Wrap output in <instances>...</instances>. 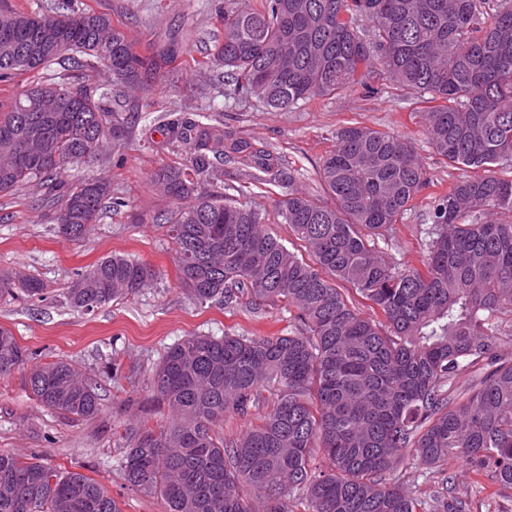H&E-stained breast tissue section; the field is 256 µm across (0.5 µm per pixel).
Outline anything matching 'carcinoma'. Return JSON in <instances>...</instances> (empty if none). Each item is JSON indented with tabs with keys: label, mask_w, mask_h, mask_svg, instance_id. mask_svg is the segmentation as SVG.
<instances>
[{
	"label": "carcinoma",
	"mask_w": 512,
	"mask_h": 512,
	"mask_svg": "<svg viewBox=\"0 0 512 512\" xmlns=\"http://www.w3.org/2000/svg\"><path fill=\"white\" fill-rule=\"evenodd\" d=\"M370 28L365 29L361 22ZM177 44L140 52L126 30L90 7L47 12L0 8V82L68 62L112 73L90 86L49 77L0 105V194L38 190L59 231L80 238L112 197L106 178L64 174L96 157L93 139L122 147L139 112L122 111L126 90L152 107L154 81L176 71ZM201 69L230 75L227 96L251 95L275 111L336 96L376 71L437 105L424 133L451 167L481 170L434 197L420 225L418 266L385 255L390 232L430 184L414 142L351 125L320 170L332 201L310 197L282 174L261 142L205 114L157 118L166 147L184 154L154 180L175 204L168 224L180 284L200 305L259 309L285 303L299 327L279 336H185L164 348L147 386L167 408L165 423L135 416L112 438L128 487L161 499L164 512H470L492 489L512 502V0H260L224 14V37ZM69 102L50 116L44 98ZM49 130L47 155L5 164L31 124ZM236 163L252 185L276 186L275 214L309 258L266 228L269 215L197 185L217 164ZM157 272L107 255L71 282L65 302L92 312L147 288ZM368 301L365 314L337 288ZM43 285L0 271V298L43 297ZM31 356L0 326V377ZM492 369L461 390L458 380ZM28 387L43 407L72 420L97 416L101 395L65 361L30 367ZM262 412L237 436L224 419ZM461 457L475 476L464 491L452 478L428 497L395 473L439 468ZM0 512H122L94 479L60 471L37 456L0 452Z\"/></svg>",
	"instance_id": "carcinoma-1"
}]
</instances>
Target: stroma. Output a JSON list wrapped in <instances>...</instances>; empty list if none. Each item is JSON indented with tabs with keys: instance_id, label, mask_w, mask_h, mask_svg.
Masks as SVG:
<instances>
[{
	"instance_id": "35a3bbf8",
	"label": "stroma",
	"mask_w": 512,
	"mask_h": 512,
	"mask_svg": "<svg viewBox=\"0 0 512 512\" xmlns=\"http://www.w3.org/2000/svg\"><path fill=\"white\" fill-rule=\"evenodd\" d=\"M253 0H71L107 14L134 38L139 51L178 40L183 54L200 58L224 34V13ZM228 78L220 72L200 76L189 70L160 79L153 100L158 110L189 117L212 111L225 127L269 145L286 174L302 190L328 200L320 166L336 145L337 131L360 123L411 138L428 172L430 186L399 218L389 254L393 261L416 264L425 249L417 233L435 195L446 193L460 176L435 155L423 133L428 102L407 94L378 74L366 75L351 92L318 98L287 111L268 110L254 98L229 99ZM153 123L141 122L128 133L126 148L104 147L96 160L81 166L79 178L109 176L113 196L125 206L104 210L98 224L78 240L62 236L50 215L38 206L35 190L0 195V271H17L40 280L43 300L0 299V326L20 346L38 352L40 362L64 360L95 383L102 398L99 414L67 420L38 404L24 369L0 377V450L38 455L45 464L93 478L117 499L122 512H163L160 499L129 490L112 461L120 456L111 428L129 419V395L145 396V386L166 346L191 334L276 336L296 325L294 311L266 307L253 312L202 306L182 289L166 227L151 218L173 204L153 180L164 164L177 162ZM219 182L200 184L201 192L223 190L229 197L271 209L266 189L245 187L244 176L224 164ZM128 255L152 267L157 280L136 295L91 312L68 307L63 293L77 271L100 258Z\"/></svg>"
}]
</instances>
